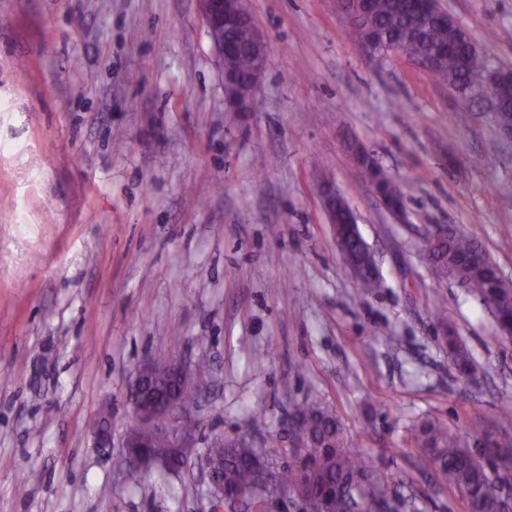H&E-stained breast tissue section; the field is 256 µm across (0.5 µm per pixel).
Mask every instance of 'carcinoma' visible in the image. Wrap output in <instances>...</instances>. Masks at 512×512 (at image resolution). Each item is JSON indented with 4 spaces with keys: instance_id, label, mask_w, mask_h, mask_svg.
Wrapping results in <instances>:
<instances>
[{
    "instance_id": "1",
    "label": "carcinoma",
    "mask_w": 512,
    "mask_h": 512,
    "mask_svg": "<svg viewBox=\"0 0 512 512\" xmlns=\"http://www.w3.org/2000/svg\"><path fill=\"white\" fill-rule=\"evenodd\" d=\"M421 0H376L373 27L382 35L398 39L410 57L422 55L435 47L453 45L463 51L471 48L467 33L450 21L432 18L421 21L417 5ZM225 38L240 47L239 70L252 69V51L248 31L234 29ZM434 76L466 95L490 80L492 68L481 55H471L466 64L450 54ZM497 111L500 123L512 124V80L496 84ZM348 261L358 270L360 292L369 293L380 287V274L370 253L363 245L359 231L339 229ZM432 271L453 280L459 287L480 296L490 310L497 328L502 321L512 320V282L496 277V264L475 240L448 227V236L426 254ZM448 356L462 375H474L476 369L468 349L448 330ZM293 412L304 421L306 447L290 448L280 464L272 459L265 445L246 442L241 446L232 439L224 447L212 449L216 469L224 478V487L241 490L255 512H266L276 499L277 490L301 491L304 512H318L323 503L333 512H347L346 496L358 495L360 512H395L396 500L385 493V482L371 461L350 447L343 420L337 412L311 394L296 404ZM418 456L430 464L462 499L465 512H508L509 499L491 489L492 474L512 472V448L485 442V434L463 438L437 420H423L410 428L406 440Z\"/></svg>"
}]
</instances>
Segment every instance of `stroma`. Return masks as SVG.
<instances>
[{
  "label": "stroma",
  "mask_w": 512,
  "mask_h": 512,
  "mask_svg": "<svg viewBox=\"0 0 512 512\" xmlns=\"http://www.w3.org/2000/svg\"><path fill=\"white\" fill-rule=\"evenodd\" d=\"M441 5L512 70V0ZM247 7L268 61L259 110L234 112L198 0H0V512H211L197 460L119 464L149 359L208 365L188 410L199 453L253 436L282 454L291 403L320 391L399 512H465L406 448L417 421L512 439L496 418L512 341L422 253L450 225L512 279V143L416 60L366 52L336 0ZM351 140L404 182L405 218ZM325 181L376 255L377 293L358 296L336 249ZM358 165L362 169H364L365 177L370 182L375 194L377 195V197L379 198V200L381 201L383 206L387 210H389L393 213L401 214L403 208L398 207L393 201H391L387 198V196L384 194V192L380 189L373 173L368 168H364V167L369 166V167H377L378 169H380L377 172H374V174L381 179L380 180L381 185L390 189L392 191V193L395 194L396 196L402 197L404 194H403L400 184L396 180L392 179L391 177L390 178L392 179V182H391V184H388L385 180V177L388 175L383 171V169L381 167L377 166L371 158H367V159L363 160L362 162H358ZM320 196L323 207L327 215H329L330 219L332 216H335V219L338 222L342 221L341 215L336 213V205H340L342 208H344L345 221L347 224L351 226H358L357 219L353 211L350 209L344 198L336 192V189L330 183L325 182L322 184ZM446 345L448 346V356L455 369L462 375L476 376V369L471 360L468 349L460 341L455 332L448 328V336H446Z\"/></svg>",
  "instance_id": "35a3bbf8"
}]
</instances>
